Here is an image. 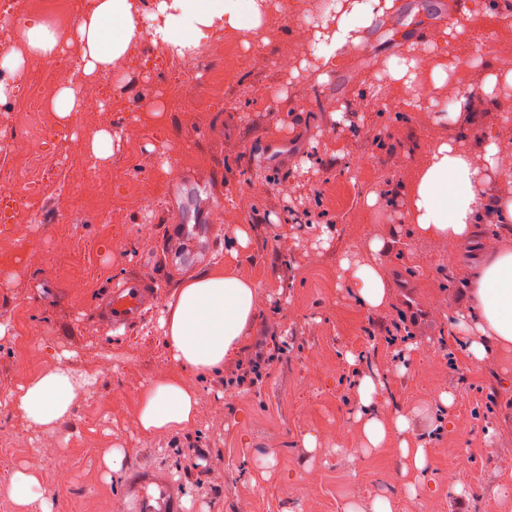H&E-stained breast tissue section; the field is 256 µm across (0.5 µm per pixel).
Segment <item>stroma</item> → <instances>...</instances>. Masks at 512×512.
I'll return each instance as SVG.
<instances>
[{
  "instance_id": "obj_1",
  "label": "stroma",
  "mask_w": 512,
  "mask_h": 512,
  "mask_svg": "<svg viewBox=\"0 0 512 512\" xmlns=\"http://www.w3.org/2000/svg\"><path fill=\"white\" fill-rule=\"evenodd\" d=\"M323 2L270 0L259 30H215L188 59L143 37L110 73L82 82V99H100V111L75 112L66 123L45 113L40 149L29 158L39 177L34 194L0 198V444L8 471L35 470L42 496L24 509L0 499V512H43L47 501L52 512H128L129 479L146 471L176 483L180 512H373L379 497L394 512H512V500L497 493L512 486V351L476 363L453 336L473 270L490 253L512 250V226L475 225L470 244L452 250L413 235L401 205L429 147L454 131L437 112L443 102L470 112L476 136L462 146L474 160L482 158L477 135L512 143V89L485 100L482 85L497 61L481 50L492 28L500 54L512 56V20L476 15L472 36L454 44L456 71L429 89L432 105L416 110L409 93L387 83L386 63L417 32L444 27L460 0L439 10L400 0L396 13L365 29L366 50L346 53L326 73L308 65L301 24L311 15L328 21ZM2 15L10 22L0 26V52L16 46L25 20L47 13L37 0H0ZM75 51L28 59L42 79L14 78L11 102L0 105V145L26 137L18 102L67 85ZM226 66L227 80L210 87L206 74ZM338 112L345 123H336ZM103 130L117 140L97 161L90 146ZM286 184L306 202L302 220L288 213ZM175 213L216 227L209 259L169 261L166 226ZM239 225L249 236L243 248L233 236ZM375 239L383 252L371 250ZM345 256L351 266H341ZM357 262L381 266L384 307L366 309L352 297ZM217 264L257 286L258 314L237 358L193 379L195 425L143 434V391L176 370L160 312L184 280ZM133 274L148 277L157 297L116 330L99 304ZM403 281L426 327L402 304ZM19 316L38 339L31 367L17 348ZM259 351L276 357L269 377L225 397V377ZM56 354L90 383L65 419L36 425L7 398ZM365 376L381 383L380 410L408 417V438L427 451L424 476L411 473L398 438L364 449L356 388ZM444 393L451 406L441 403ZM114 447L125 456L112 474L103 456ZM462 456L470 469L458 494Z\"/></svg>"
}]
</instances>
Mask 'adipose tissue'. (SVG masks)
Listing matches in <instances>:
<instances>
[{
	"label": "adipose tissue",
	"mask_w": 512,
	"mask_h": 512,
	"mask_svg": "<svg viewBox=\"0 0 512 512\" xmlns=\"http://www.w3.org/2000/svg\"><path fill=\"white\" fill-rule=\"evenodd\" d=\"M265 0H80L79 20L69 35L51 31L41 19H31L18 33V49L0 62L7 76L0 80V103L14 93L10 80L26 59H56L65 46L77 45L70 59L74 75L105 74L142 40L143 24L153 29L152 42L167 55L189 58L203 38L216 28L253 31L263 22ZM399 0H335L332 24L312 34L315 57L324 69H333L341 54L361 47V31L376 18L396 12ZM484 0L468 4L449 18L442 29L441 49L430 73L433 87H441L457 68L453 44L469 31L473 14L484 10ZM456 137L432 144L405 191V206L417 237L441 238L461 245L477 224H512V198L490 199L484 185L492 176L506 177L512 170L501 164L506 147L496 141L484 146L482 163L457 141L471 131V117L460 108L452 115ZM352 294L363 307L377 309L388 300L381 268L355 267ZM471 302L458 327L469 357L482 361L497 351L512 350V251H498L476 271ZM260 305L256 285L232 269L204 271L180 288L162 311L167 351L177 367L175 374L152 384L143 393L137 420L146 434L184 428L196 421L198 397L187 375L203 377L222 371L224 363L243 345L246 326ZM80 389L61 362H53L36 380L11 394L13 408L35 424H50L67 417ZM408 418L400 412L388 418L367 416L362 423L365 447H381L388 436L401 438L399 448L417 470L427 465L424 448L403 438Z\"/></svg>",
	"instance_id": "obj_1"
}]
</instances>
